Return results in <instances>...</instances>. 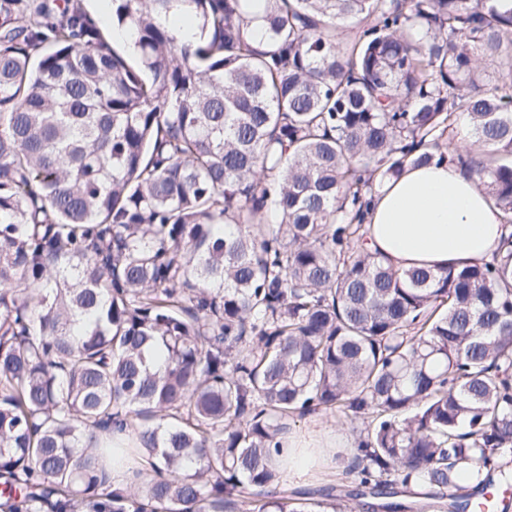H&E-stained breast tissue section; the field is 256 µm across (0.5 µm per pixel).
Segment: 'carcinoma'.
Here are the masks:
<instances>
[{
	"mask_svg": "<svg viewBox=\"0 0 512 512\" xmlns=\"http://www.w3.org/2000/svg\"><path fill=\"white\" fill-rule=\"evenodd\" d=\"M110 2L108 31L76 0H0V512H497L512 7L257 0V42L250 0H182L192 41L157 21L175 0ZM433 161L502 211L491 260L367 247L374 195ZM316 411L365 424L336 456L357 488L303 499L282 438Z\"/></svg>",
	"mask_w": 512,
	"mask_h": 512,
	"instance_id": "cac0c4a2",
	"label": "carcinoma"
}]
</instances>
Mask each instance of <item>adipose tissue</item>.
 Segmentation results:
<instances>
[{
	"label": "adipose tissue",
	"mask_w": 512,
	"mask_h": 512,
	"mask_svg": "<svg viewBox=\"0 0 512 512\" xmlns=\"http://www.w3.org/2000/svg\"><path fill=\"white\" fill-rule=\"evenodd\" d=\"M368 246L403 269L480 263L499 248L504 234L501 211L463 169L441 163L410 167L390 182L370 206ZM354 439L313 421L288 435L289 448L354 447Z\"/></svg>",
	"instance_id": "1"
}]
</instances>
